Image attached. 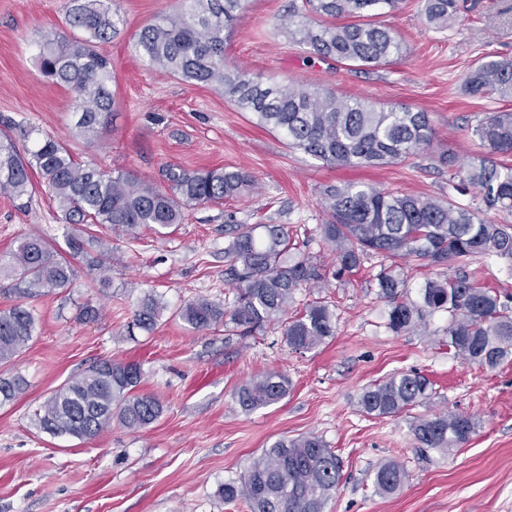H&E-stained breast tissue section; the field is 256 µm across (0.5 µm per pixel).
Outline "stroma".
<instances>
[{
	"label": "stroma",
	"instance_id": "35a3bbf8",
	"mask_svg": "<svg viewBox=\"0 0 512 512\" xmlns=\"http://www.w3.org/2000/svg\"><path fill=\"white\" fill-rule=\"evenodd\" d=\"M290 2L246 0L224 45L226 60L285 85L428 112L435 130L429 149L404 163L336 167L288 148L222 89L161 73L138 52L140 28L174 13L176 0H114L117 31L101 50L112 67L116 105L97 139L86 142L74 131V91L45 78L38 63L44 34L72 37L65 24L70 0H0V130L18 144L49 134L81 161L158 185L170 166L240 169L255 180L238 198L188 207L183 222L169 229L143 227L133 239L107 232L99 241L88 225L65 223L42 187L22 199L0 194V255L37 234L77 271L72 286L29 299L36 332L0 368V375L27 384L17 400L0 404V512H247L224 503L220 487L274 440L308 434L321 436L342 461V480L325 512H512V358L493 369L466 363L440 342L448 326L443 311L407 332L386 328L375 275L387 258L369 256L354 277L296 292L289 314L318 298L336 313L335 337L303 353L286 344L281 319L248 336H228L220 326L196 331L176 314L198 298L220 305L232 298L224 247L233 224L287 225L301 251L330 260L319 235L328 219L324 186L457 199L441 155L468 163L480 151L469 133L477 117L512 112V98L462 91L475 63L512 58V0H467L444 29L426 22L422 0H402L379 21L401 39L403 56L353 68L289 37ZM74 238L83 244L77 255L69 248ZM101 264L111 280L104 289ZM147 295L163 303L161 319L152 333L130 331ZM88 304L98 308L96 320H80ZM106 358L140 363L139 389L163 403L162 416L139 431L115 422L84 440L41 430L36 414L50 394ZM269 371L288 377L287 396L242 411L234 389ZM407 371L434 382L432 401L396 417L361 411L365 386ZM444 410L474 416L476 433L448 453L421 452L409 429L412 416ZM386 461L401 464L407 479L394 494L379 496L373 477Z\"/></svg>",
	"mask_w": 512,
	"mask_h": 512
}]
</instances>
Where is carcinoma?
<instances>
[{"instance_id": "1", "label": "carcinoma", "mask_w": 512, "mask_h": 512, "mask_svg": "<svg viewBox=\"0 0 512 512\" xmlns=\"http://www.w3.org/2000/svg\"><path fill=\"white\" fill-rule=\"evenodd\" d=\"M187 7L163 14L137 33L136 46L162 72L196 85L224 89V97L257 118V125L279 132L288 147L329 165L381 166L405 162L430 146L429 114L410 109H376L362 101L340 100L329 92L283 85L273 78L250 77L224 60L227 41L241 0H183ZM401 0H303L288 9L290 34L323 59L350 67L387 63L402 56V43L384 26L371 21L397 9ZM428 24L445 28L460 11L459 0H423ZM74 39L45 34L40 42V69L56 85L75 93L77 134L91 141L113 112L112 71L99 46L109 42L116 26L112 0H72L65 15ZM462 89L469 95L512 98V58L477 63ZM485 152L464 167L448 158L449 181L464 194L477 193L467 204L421 195L395 194L370 186L328 185L323 190L329 219L320 234L329 244L331 262L307 254L287 258L284 224H237L224 248L225 274L233 286L232 303L206 299L185 303L177 315L196 331L224 324V330L246 336L288 309L303 288H323L334 278L356 273L364 258L381 254L393 261L442 267L453 264L444 279H429L420 296H407L400 270L391 265L376 274L378 297L388 305L387 325L398 333L438 311L448 313V347L464 361L495 368L512 357V307L499 289L476 277L470 261L494 257L512 263V224L488 219L491 211L512 212V112H490L470 128ZM57 200L67 224H102L131 238L142 225L167 228L183 220L191 205L234 199L254 185L242 170L213 168L163 171L167 187L130 174H114L78 162L53 136L33 149L20 150L0 133V193L20 198L33 188L32 176ZM76 270L47 241L30 235L0 257V291L17 302L0 310V364L11 362L32 339L37 318L26 299L69 287ZM162 305L143 300L134 324L146 331L157 325ZM336 335V314L323 301L305 305L286 322L285 342L294 351L312 350ZM142 371L134 362L101 360L52 392L36 414L37 424L54 436L91 438L116 418L130 430L145 428L161 416L153 395L136 392ZM289 380L269 372L236 389L234 398L252 412L285 398ZM20 376L0 377V400L24 392ZM433 384L421 373H395L362 389V412L396 417L431 401ZM478 422L452 411L413 418L410 429L422 449L447 451L466 444ZM340 459L325 441L308 434L279 438L254 458L236 480L221 486L224 503L242 502L248 512H324L341 479ZM406 480L394 461L374 474L377 494L398 491Z\"/></svg>"}]
</instances>
